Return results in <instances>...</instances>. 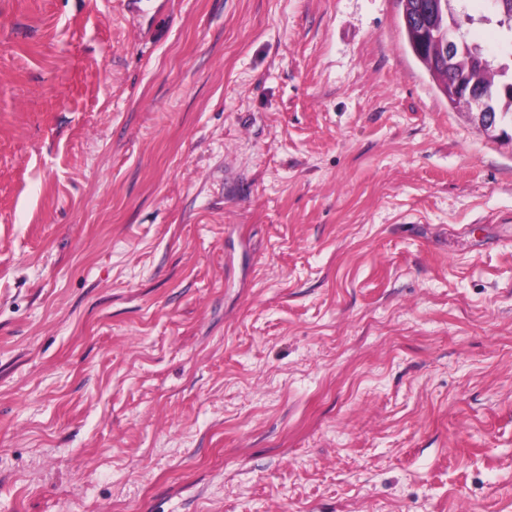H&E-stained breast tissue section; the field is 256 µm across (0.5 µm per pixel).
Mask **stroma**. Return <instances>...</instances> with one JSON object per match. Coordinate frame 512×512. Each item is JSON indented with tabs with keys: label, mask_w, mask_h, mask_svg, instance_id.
<instances>
[{
	"label": "stroma",
	"mask_w": 512,
	"mask_h": 512,
	"mask_svg": "<svg viewBox=\"0 0 512 512\" xmlns=\"http://www.w3.org/2000/svg\"><path fill=\"white\" fill-rule=\"evenodd\" d=\"M142 7L0 0V512H512V144L399 0ZM464 103L470 107L469 114L477 122L478 126L486 131L492 133L495 137H502L503 132L500 129L499 118L496 110L491 106L489 99L485 94L470 96L468 101Z\"/></svg>",
	"instance_id": "stroma-1"
}]
</instances>
